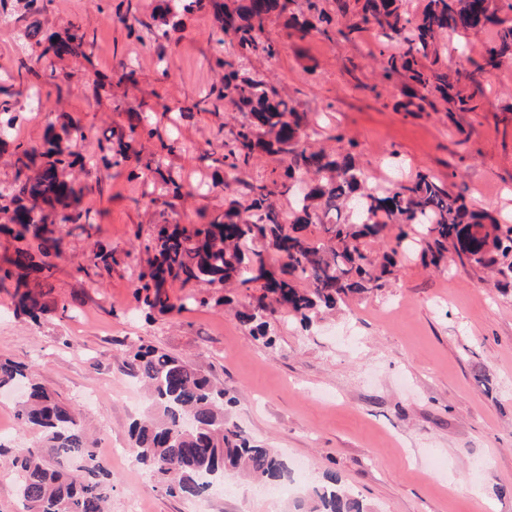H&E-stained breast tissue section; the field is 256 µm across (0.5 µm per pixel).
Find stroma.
<instances>
[{"label":"stroma","mask_w":512,"mask_h":512,"mask_svg":"<svg viewBox=\"0 0 512 512\" xmlns=\"http://www.w3.org/2000/svg\"><path fill=\"white\" fill-rule=\"evenodd\" d=\"M138 3L146 25L132 37L118 20L122 0L102 12L93 0H46L35 18L45 32L75 23L95 45L87 59L43 62L55 78L43 82L42 110L16 139L42 144L49 127L73 119L87 135L75 149L89 156L130 124L153 127L160 138L138 137L136 149L192 193L167 205L151 172L91 167L81 181L92 228L43 211L62 238L48 312L36 322L16 315L12 288H0V357L28 364L77 409L112 477L109 512H130L135 501L139 512H290L294 499L232 474L223 492L171 496L135 459L113 457L112 448H131L130 425L146 408L130 363L140 343L190 358L223 384L229 421L304 467L308 481L337 473L371 512H512V286L499 288L467 266L439 272L415 261L381 291L310 324L270 315L272 348L218 305L223 288L205 282H174L169 291L211 297L208 306L150 322L135 311L137 276L151 258L142 243L156 225L209 223L223 216L241 181L282 169L279 157L263 154L244 174L225 171L217 159L240 113L181 111L220 86L215 60L233 52L212 40L213 14L187 15L181 29L168 31L161 0ZM5 9L4 89L29 55L23 30L33 19L24 0H5ZM263 35L278 45V57L249 58L245 69L307 113L319 146L332 151L337 138L353 141L373 181L426 172L450 191L465 190L475 208L512 217V57L477 73L490 31L441 39L442 71L477 73L482 89L477 111L454 114L441 102L423 112L396 109L399 86L382 80L381 57L364 38L302 35L282 19L269 21ZM121 64L133 76L120 84ZM164 140L173 152L161 150ZM102 246L112 252L111 267L96 257Z\"/></svg>","instance_id":"obj_1"}]
</instances>
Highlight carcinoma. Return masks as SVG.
Returning <instances> with one entry per match:
<instances>
[{"mask_svg": "<svg viewBox=\"0 0 512 512\" xmlns=\"http://www.w3.org/2000/svg\"><path fill=\"white\" fill-rule=\"evenodd\" d=\"M207 9L218 22L216 42L234 43L239 57L273 59L279 48L261 38L265 24L284 18L297 31L315 29L326 38L336 32L352 42L367 28L379 33L383 77L401 83L405 112L435 108L434 99L449 105L450 112L478 109L481 87L468 76L474 90L466 93L448 82V74L435 69L440 62L438 37L444 32L496 29L494 39L483 46L477 71H490L505 57H512V24L505 26L490 0H427L418 16L403 10L400 0H336V15L353 19L345 28H332V18L316 0H165L164 13H191ZM32 47L29 63L16 80L28 83L26 105L0 103V145L31 106H41V96L28 76L40 77L37 66L49 54L87 58L94 40L80 25L64 33L44 34L35 21L24 31ZM224 70L223 84L201 99L180 108L184 114L214 112L225 103L243 115V121L224 142L222 164L236 172L255 164L258 154L276 155L285 162L278 178L256 179L242 184L240 198L229 202L222 219H214L188 231L178 224H160L144 249L154 252L149 267L140 272L133 291L137 308L150 318L155 313L179 314L187 305L206 306V297H179L168 284L205 280L221 286L253 284L260 293L236 311L238 321L253 336L274 345L269 322L263 314L277 305L306 324L311 316L335 310L354 297L384 288L406 263L419 261L437 269L448 258L463 266L491 270L512 279V224L490 213L468 207L466 195L447 191L433 175L418 172L395 188L373 185L353 154L354 144L334 151L315 150L308 139L317 134L306 113L280 97L263 78L242 72L237 61L218 57ZM81 126L70 122L61 132H51L35 146L15 144L18 171L13 184L0 189V214L8 221L0 233L18 241L32 238L42 260L34 261L30 248L18 247L7 265H0V286L14 282V307L35 321L48 311L43 302L52 263L59 256L62 239L42 232V214L36 206L63 208L61 222L79 227L91 223V211L83 206V187L65 173L85 168V158L74 150ZM119 132L110 145H99V161L119 167L133 160L158 175L166 195L183 197V185L155 160L143 159L133 143L141 134ZM279 194L292 201L289 223L270 203ZM319 235L308 234L309 227ZM261 242L278 255L273 265ZM133 363L150 402V410L131 428L135 459L156 477L166 493L184 498L203 496L211 484L207 477L230 471L246 478L280 482L290 471L288 460L272 448L256 444L225 414L224 388L214 384L188 360L141 344ZM24 386L17 416L26 427L39 432V442L1 452H13L16 492L25 512H105L111 498L110 474L97 461L94 444L85 435L78 415L59 395L35 381L29 367L9 358L0 359V389ZM55 450L48 458L43 447ZM296 512H368L338 475L323 480L299 498Z\"/></svg>", "mask_w": 512, "mask_h": 512, "instance_id": "1", "label": "carcinoma"}]
</instances>
